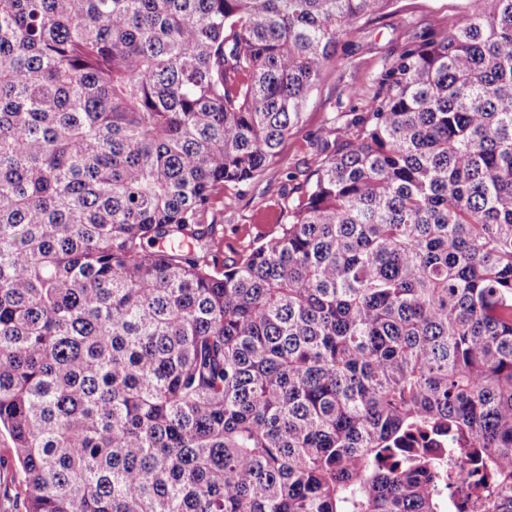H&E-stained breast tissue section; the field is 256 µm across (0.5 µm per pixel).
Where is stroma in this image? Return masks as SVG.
<instances>
[{"mask_svg": "<svg viewBox=\"0 0 512 512\" xmlns=\"http://www.w3.org/2000/svg\"><path fill=\"white\" fill-rule=\"evenodd\" d=\"M462 0H394L384 17L369 25H355L340 40L336 67L324 73L307 98L301 131L289 139L284 159L252 183L244 198L224 194V209L217 215L223 236L224 257L243 245L274 234L283 194L294 184L289 174L314 168L320 158L316 140L328 118L345 127L363 112L375 89V79L406 45L423 39L438 25L457 15ZM0 512H21L24 477L11 461L12 451L0 448Z\"/></svg>", "mask_w": 512, "mask_h": 512, "instance_id": "stroma-1", "label": "stroma"}]
</instances>
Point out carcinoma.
Listing matches in <instances>:
<instances>
[{"instance_id":"carcinoma-1","label":"carcinoma","mask_w":512,"mask_h":512,"mask_svg":"<svg viewBox=\"0 0 512 512\" xmlns=\"http://www.w3.org/2000/svg\"><path fill=\"white\" fill-rule=\"evenodd\" d=\"M393 0H0V437L25 512H512V0L412 41L220 257ZM450 435L443 457L406 447Z\"/></svg>"}]
</instances>
